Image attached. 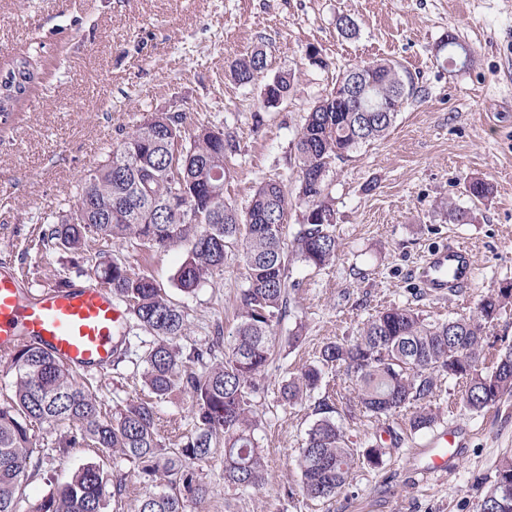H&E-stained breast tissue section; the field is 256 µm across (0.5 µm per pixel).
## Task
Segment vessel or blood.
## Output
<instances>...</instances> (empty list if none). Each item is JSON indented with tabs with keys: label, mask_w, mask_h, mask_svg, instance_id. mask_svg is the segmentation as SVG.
I'll use <instances>...</instances> for the list:
<instances>
[{
	"label": "vessel or blood",
	"mask_w": 512,
	"mask_h": 512,
	"mask_svg": "<svg viewBox=\"0 0 512 512\" xmlns=\"http://www.w3.org/2000/svg\"><path fill=\"white\" fill-rule=\"evenodd\" d=\"M414 276L427 297H459L476 277L473 250L449 241L429 251ZM126 325L125 309L104 288L52 285L26 298L16 275L0 272V359L20 342L34 341L70 366L104 370ZM460 446L457 429L434 435L427 450L428 472L451 470Z\"/></svg>",
	"instance_id": "1"
}]
</instances>
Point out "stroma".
I'll list each match as a JSON object with an SVG mask.
<instances>
[{
	"mask_svg": "<svg viewBox=\"0 0 512 512\" xmlns=\"http://www.w3.org/2000/svg\"><path fill=\"white\" fill-rule=\"evenodd\" d=\"M343 15L354 20L356 37L338 31ZM452 35L475 53L468 68L447 61L442 45ZM312 47L324 66L308 60ZM258 49L265 69L254 83L236 84L232 61ZM19 55L38 60L41 78L0 123V268L35 294L60 271L86 282L99 252L111 253L181 307L186 351L206 347L216 332H234L236 298L246 285L242 259L228 255L186 294L174 280L184 242L157 249L96 241L75 264L62 250L40 246L46 226L76 202L88 171L152 114L180 112L187 134L207 126L234 136L224 187L242 211L260 181L295 191L297 134L339 75L376 59L407 69L418 97L385 137L337 162L328 178L334 262L290 267V311L277 331L284 338L300 329L302 342L282 348L256 399L266 480L255 489L225 486L224 455L215 452L201 465L209 493L187 512H476L500 460L512 456V396L472 412L461 404V383L441 377L431 401L437 421L414 433L409 411L380 420L360 411L344 369L326 370L311 398L292 407L283 405L280 386L325 343L354 339L379 311L406 306L430 322L472 317L482 296L512 282V0H0V64ZM284 72L295 75L290 93L262 110L265 84ZM476 178L491 184L489 198L470 199L467 186ZM444 199L470 211L472 221H449L439 207ZM449 238L472 245L477 279L459 300L436 301L420 294L412 273L428 248ZM147 338L128 322V357L91 373L108 412L148 398L140 361ZM324 399L354 447L379 441L385 454L379 467L356 464L350 486L318 500L301 491L297 458ZM158 416L163 443L178 442L194 426L190 394L160 403ZM448 424L463 440L454 470L423 473L421 449ZM96 458L86 445L69 448L29 480L28 499Z\"/></svg>",
	"mask_w": 512,
	"mask_h": 512,
	"instance_id": "stroma-1",
	"label": "stroma"
}]
</instances>
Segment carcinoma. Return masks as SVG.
Returning a JSON list of instances; mask_svg holds the SVG:
<instances>
[{
  "label": "carcinoma",
  "instance_id": "obj_1",
  "mask_svg": "<svg viewBox=\"0 0 512 512\" xmlns=\"http://www.w3.org/2000/svg\"><path fill=\"white\" fill-rule=\"evenodd\" d=\"M443 47L452 64L467 68L473 63L474 51L455 36H448ZM265 66L264 54L255 51L236 58L230 72L237 84L249 85ZM39 80L38 64L28 56L1 68L0 119H9ZM340 80L352 83L360 97L344 108L330 91L308 112L298 134L297 197L304 211L289 250L282 227L291 201L283 184L260 182L244 211L225 199L227 163L236 144L222 129L202 128L187 139L182 115L159 112L88 172L77 201L60 222L48 225L42 242L78 256L90 238H133L159 248L186 241L189 250L176 273L184 293L194 292L224 265L228 252L239 249L248 286L239 294L231 340L217 335L207 348L185 354L175 343L184 316L162 288L149 276L131 274L111 255L99 256L90 275L154 337L142 356V378L151 397L109 414L86 377L33 343L18 346L8 356L14 397L9 406H0V512H20L29 479L53 453L80 442L135 463L143 485L139 512H186L189 504L204 500L208 487L199 464L221 447L225 484L237 489L262 484L261 418L253 398L263 390L274 361L275 325L289 308V264L296 259L320 268L336 258V213L325 183L331 163L384 136L403 105L417 96L411 75L389 60L355 65ZM382 106L387 111H380ZM175 193L181 197L179 211L166 206ZM509 303L512 286L500 287L481 300L477 317L441 323H430L409 307H390L368 319L354 340L324 344L317 360L282 381L281 400L297 404L320 387L324 368L343 365L353 374L363 412L380 418L408 408L413 432L434 424L430 401L444 375L461 381L469 410L482 411L512 394V345L494 349L492 365L483 362V331ZM220 349L224 359L218 361ZM176 389L191 394L194 430L177 447L166 448L158 434L156 403ZM318 413L299 466L305 494L327 499L348 485L358 461L377 467L384 452L376 446L351 447L327 401L318 404ZM60 424L70 427V435L45 447L41 429ZM123 489L108 467L88 462L65 482L49 484L27 512H120ZM477 512H512L511 457L498 465Z\"/></svg>",
  "mask_w": 512,
  "mask_h": 512
}]
</instances>
